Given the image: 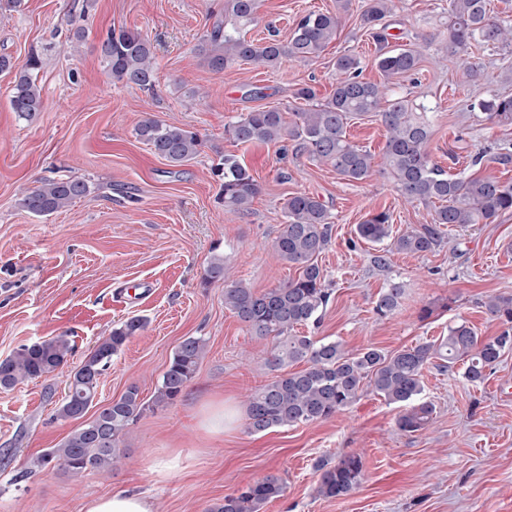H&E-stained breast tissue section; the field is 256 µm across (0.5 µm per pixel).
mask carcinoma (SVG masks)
<instances>
[{
    "label": "carcinoma",
    "mask_w": 512,
    "mask_h": 512,
    "mask_svg": "<svg viewBox=\"0 0 512 512\" xmlns=\"http://www.w3.org/2000/svg\"><path fill=\"white\" fill-rule=\"evenodd\" d=\"M448 42L452 49L465 50L473 43L512 45V25L492 17L488 0H448ZM334 13L310 11L300 17L288 40L271 34L261 40L247 37L248 28L258 22L259 0H224V17L213 23L201 37L198 52L215 73L239 63L252 62L275 68L282 60L308 62L320 55L336 38L342 15L350 0H336ZM393 0H368L359 15L361 28L370 31L376 45L375 63L386 79L419 69L421 57L412 48H392L387 38L386 17ZM100 56L112 80L154 90L158 82L153 64L154 47L137 29L111 30L100 43ZM41 60L29 57L19 65L0 56V71L15 70L10 108L18 117L32 120L42 109V98L33 72ZM297 98L309 108L293 113L285 121L275 109H257L224 126V135L240 145L278 144L291 141L311 159L328 164L349 181L368 178L373 172V155L347 138L350 121L377 116L386 129L382 164L394 180L400 196L409 203L432 207L430 222L391 237V215L372 213L356 231L360 239L383 243L392 239L391 249L407 254L432 252L444 242V230L487 224L512 211V185L495 177L460 175L450 177L431 159V120L428 108L406 96L389 99L386 86L360 75V60L343 55L336 60V85L323 102L314 86L298 88ZM493 126H512V96H496L473 106ZM135 133L154 154L181 166L194 159L202 147L198 132L168 125L148 117ZM215 172L224 178V210L245 215L259 187L248 169L234 154H226ZM88 193L87 182L79 177L45 178L19 201L20 208L33 216H47L69 207ZM285 221L272 243L276 259L298 270V276L263 292L241 281L227 282L224 257L213 256L204 284L224 285V305L254 336L270 337L273 345L267 359L274 379L253 393L248 402V430L264 432L324 420L344 410L369 389L390 404L403 407L398 429L413 433L433 419L434 405L418 401L423 391V371L433 364L441 372L455 374L473 385L486 379L489 368L512 350V295H498L485 303L488 312L503 326L492 338H481L467 321L448 325V335L395 352L367 347L347 353L341 343L317 339L298 331L300 326L317 325L331 300L325 276L317 262L330 239L328 210L318 197L300 192L288 198ZM403 288L392 282L373 302V314L385 318L398 308ZM147 321L131 317L101 337L80 367L70 373L67 387L54 419L83 420L57 448H51L33 462L37 469L56 468L72 475L103 472L120 459L118 444L124 432L146 410L137 386H130L117 400L86 418L96 396L98 381L119 354L126 341L146 328ZM204 340L188 337L175 349L162 376L152 404L173 403L194 377L204 352ZM71 352L64 336L23 345L0 360V388L49 377L62 368ZM303 362L305 368L289 367ZM363 463L348 454L329 468L320 466L317 494L331 499L350 495L359 485ZM283 484L276 477L259 478L209 512H262L263 506L281 496Z\"/></svg>",
    "instance_id": "obj_1"
}]
</instances>
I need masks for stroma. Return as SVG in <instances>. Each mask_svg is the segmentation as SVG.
Returning a JSON list of instances; mask_svg holds the SVG:
<instances>
[{"label": "stroma", "mask_w": 512, "mask_h": 512, "mask_svg": "<svg viewBox=\"0 0 512 512\" xmlns=\"http://www.w3.org/2000/svg\"><path fill=\"white\" fill-rule=\"evenodd\" d=\"M365 0H352L341 29L319 57L271 69L238 63L209 69L195 47L224 0H22L0 12V55L24 63L38 55L43 109L33 121L9 107L14 76L0 72V359L20 346L66 335L72 352L47 378L0 388V512H86L95 498L138 493L152 512H206L224 496L272 475L283 495L263 512H512V352L483 384L428 367L422 399L435 406L431 424L401 432L399 410L373 392L326 419L262 433L247 428L248 398L273 377L271 341L251 335L224 305V289L204 285L213 255L224 258L229 279L263 290L293 279L270 246L292 194L307 192L326 205L328 247L318 257L331 301L308 335L341 342L355 354L368 346L394 352L447 335L462 318L479 336L502 327L484 307L488 297L512 295V212L490 224L447 230L443 245L405 254L388 244L360 240L355 228L373 210L392 214L393 234L429 222L430 210L406 203L392 178L375 165L372 175L347 181L327 164L286 146H242L224 136L242 113L275 108L292 114L304 84L326 99L336 83L335 63L357 55L364 79L379 83L375 45L357 19ZM336 0H262L260 39L277 32L287 40L299 15L332 12ZM390 42L421 56L419 71L390 85V94L425 103L434 112L430 152L448 174L470 170L512 183V163L472 166L479 152L494 153L512 128L479 121L472 105L512 94V48L471 45L442 53L448 0H395ZM135 28L155 47L158 82L147 92L112 81L99 54L110 29ZM87 36L76 40V29ZM479 62L470 80L463 57ZM154 116L197 130L201 152L182 166L152 153L135 128ZM244 159L260 186L248 216L225 212L222 179L214 168L224 154ZM77 176L90 191L68 208L34 217L18 202L45 177ZM148 279L146 301L122 305L127 282ZM405 292L398 310L377 319L373 302L390 282ZM452 297L450 310L419 320V309ZM146 319L99 380L95 401L104 405L138 386L151 400L176 346L186 337L206 341L197 372L177 401L148 408L119 442L122 461L106 474L79 477L30 464L58 447L79 423L53 414L71 370L95 342L127 317ZM224 398L239 415L224 435L209 437L199 423L205 404ZM361 456L358 488L341 499L315 491L318 464ZM165 459L167 475L153 465Z\"/></svg>", "instance_id": "1"}]
</instances>
